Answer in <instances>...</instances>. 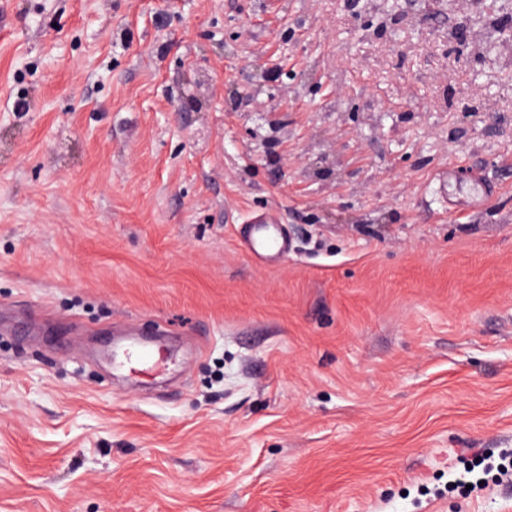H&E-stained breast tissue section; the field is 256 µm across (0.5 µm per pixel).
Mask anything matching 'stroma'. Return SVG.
<instances>
[{"label":"stroma","instance_id":"obj_1","mask_svg":"<svg viewBox=\"0 0 512 512\" xmlns=\"http://www.w3.org/2000/svg\"><path fill=\"white\" fill-rule=\"evenodd\" d=\"M398 3L0 0V512H512V39ZM253 224L242 245L249 258L261 265H275L288 256V245L274 225L273 218L267 217Z\"/></svg>","mask_w":512,"mask_h":512}]
</instances>
